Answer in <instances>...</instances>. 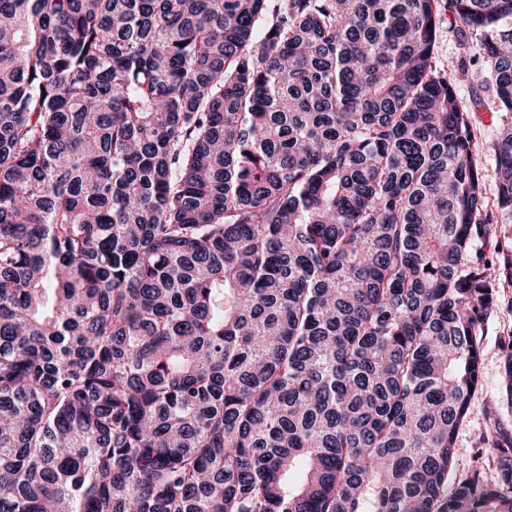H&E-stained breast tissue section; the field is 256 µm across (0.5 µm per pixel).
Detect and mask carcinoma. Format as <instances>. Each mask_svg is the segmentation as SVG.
<instances>
[{
  "instance_id": "obj_1",
  "label": "carcinoma",
  "mask_w": 512,
  "mask_h": 512,
  "mask_svg": "<svg viewBox=\"0 0 512 512\" xmlns=\"http://www.w3.org/2000/svg\"><path fill=\"white\" fill-rule=\"evenodd\" d=\"M448 9L492 203L437 0H0V512H512V0ZM446 0H440L441 17L439 34L434 48L435 63L438 68L448 66V60H455L458 52L457 31L460 22L445 9ZM448 77L451 82L455 83V88L462 104L471 107L475 111V121L479 128L476 153L489 174H493L491 169L493 165L491 145L496 136L499 114L493 111L492 93L484 86L481 87L476 79L465 81L455 71L450 72ZM476 98L481 100L482 107L474 108L473 102ZM512 289L505 288L503 307L494 312L488 319L483 336L484 351L482 365V386L475 395L468 416L460 427L457 441L456 468L467 471L476 462L482 464L484 459L477 461V448L488 432L490 424L486 420V407L498 401L503 379V358L501 338L512 329V314L506 311L508 298ZM503 299V300H504Z\"/></svg>"
}]
</instances>
